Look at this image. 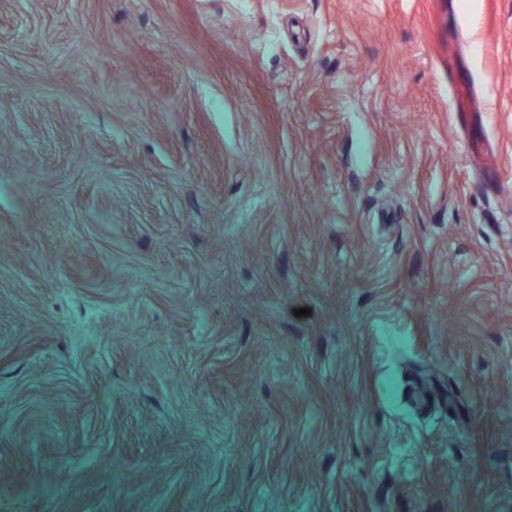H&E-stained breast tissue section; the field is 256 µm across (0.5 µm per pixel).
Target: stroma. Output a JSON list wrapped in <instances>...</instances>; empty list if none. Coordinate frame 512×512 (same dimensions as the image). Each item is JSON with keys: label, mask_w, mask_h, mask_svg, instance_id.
<instances>
[{"label": "stroma", "mask_w": 512, "mask_h": 512, "mask_svg": "<svg viewBox=\"0 0 512 512\" xmlns=\"http://www.w3.org/2000/svg\"><path fill=\"white\" fill-rule=\"evenodd\" d=\"M509 184L512 0H0V512H512Z\"/></svg>", "instance_id": "stroma-1"}]
</instances>
